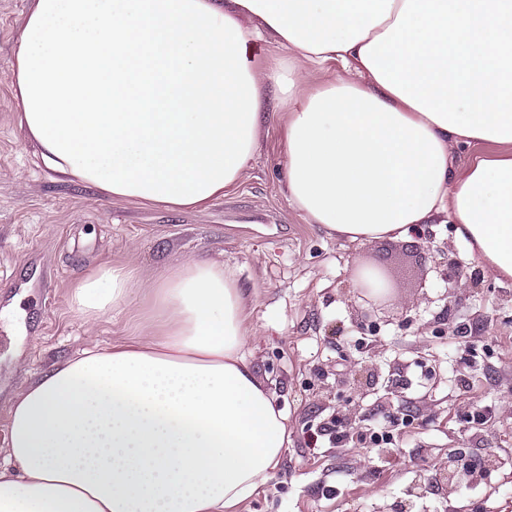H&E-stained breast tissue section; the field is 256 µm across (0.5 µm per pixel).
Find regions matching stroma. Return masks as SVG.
<instances>
[{
  "label": "stroma",
  "mask_w": 512,
  "mask_h": 512,
  "mask_svg": "<svg viewBox=\"0 0 512 512\" xmlns=\"http://www.w3.org/2000/svg\"><path fill=\"white\" fill-rule=\"evenodd\" d=\"M35 0H0V443L20 387L89 341L124 336L128 313L82 324L76 281L122 264L139 279L217 257L243 290L251 361L287 415L288 451L241 512H390L443 448L498 460L480 481L428 495L431 512H512V278L495 279L450 224L418 238L363 244L306 223L286 200L283 127L260 130L238 189L204 210L109 199L46 169L19 126L13 62ZM455 267L440 272L443 258ZM377 266L391 290L372 325L353 307L357 270ZM377 364L375 389L353 384ZM486 406L482 424L463 415ZM353 430L395 425L384 453L357 441L311 444L335 416Z\"/></svg>",
  "instance_id": "stroma-1"
}]
</instances>
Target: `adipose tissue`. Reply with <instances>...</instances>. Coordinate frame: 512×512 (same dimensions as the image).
Listing matches in <instances>:
<instances>
[{
    "label": "adipose tissue",
    "instance_id": "ef3b65f1",
    "mask_svg": "<svg viewBox=\"0 0 512 512\" xmlns=\"http://www.w3.org/2000/svg\"><path fill=\"white\" fill-rule=\"evenodd\" d=\"M261 42L281 58L258 62ZM13 96L47 168L177 210L237 187L277 115L307 223L361 243L452 224L512 278V155L453 168L458 145L512 143V0H36ZM135 288L152 315L16 394L0 512H237L279 466L287 417L233 270L112 265L72 300L90 326Z\"/></svg>",
    "mask_w": 512,
    "mask_h": 512
}]
</instances>
